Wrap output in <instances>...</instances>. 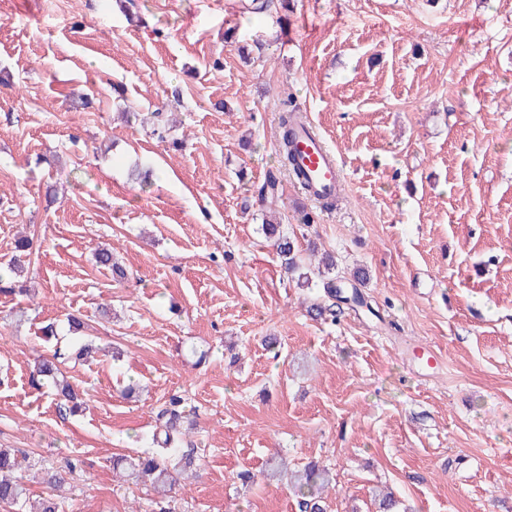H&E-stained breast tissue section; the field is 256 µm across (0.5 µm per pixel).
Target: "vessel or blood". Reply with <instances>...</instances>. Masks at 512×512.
Returning <instances> with one entry per match:
<instances>
[{"label":"vessel or blood","instance_id":"b4317fda","mask_svg":"<svg viewBox=\"0 0 512 512\" xmlns=\"http://www.w3.org/2000/svg\"><path fill=\"white\" fill-rule=\"evenodd\" d=\"M295 148L298 162L313 191L336 192L340 185V167L333 151L319 133L298 131Z\"/></svg>","mask_w":512,"mask_h":512}]
</instances>
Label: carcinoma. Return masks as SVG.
<instances>
[{"mask_svg":"<svg viewBox=\"0 0 512 512\" xmlns=\"http://www.w3.org/2000/svg\"><path fill=\"white\" fill-rule=\"evenodd\" d=\"M298 120L296 108L288 102L284 103L280 116L279 157L281 166L286 168L296 180L302 176V170L296 163L292 150L293 135ZM278 190L279 180L271 172L255 191V203L264 205L268 198L278 193ZM261 231L266 238L274 241L284 271L288 275L303 283L310 282L314 275L321 278L324 298L310 306V314L314 318H329L334 321L345 306L352 309L364 308L368 313L375 314L356 286L359 276L354 275L348 278L337 275L336 263L332 255L323 254L314 265L302 258L294 241L281 230L280 225L263 224ZM32 244L33 240L27 238H20L15 242V254L3 268L4 277L0 278V293L15 291V288L5 285V282L24 272ZM95 261L99 267L110 270L117 281L127 279L126 269L114 261L111 251L107 249L96 251ZM59 364L60 353L57 351L50 357L37 359L33 366L32 382L38 387L50 385L59 410L73 414L80 407L78 394L72 384L64 378ZM185 418L187 414L183 400L171 399L169 406L158 414L161 424L160 430L154 432L151 437L152 452L127 461L120 472L123 481L135 486L148 485L161 495L172 492L175 486L180 484V476L196 465L194 456L178 454V442L184 435L180 424ZM19 470L18 458L0 448V505L14 509V512H60L62 503L52 497H44L38 506L28 507L30 492L22 476L18 475ZM292 479L296 485L302 512H323L319 490L329 483L328 469L311 461L302 470L295 472Z\"/></svg>","mask_w":512,"mask_h":512,"instance_id":"cac0c4a2","label":"carcinoma"}]
</instances>
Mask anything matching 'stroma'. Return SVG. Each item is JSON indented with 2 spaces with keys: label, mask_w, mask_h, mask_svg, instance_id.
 <instances>
[{
  "label": "stroma",
  "mask_w": 512,
  "mask_h": 512,
  "mask_svg": "<svg viewBox=\"0 0 512 512\" xmlns=\"http://www.w3.org/2000/svg\"><path fill=\"white\" fill-rule=\"evenodd\" d=\"M242 2L0 0V262L36 245L30 296L0 294V448L64 512H150L112 459L180 395L200 466L173 512H299L274 456L329 469L325 512L387 492L397 512H512V0ZM287 96L337 156L335 209L285 174L245 205L278 166ZM128 112L177 123L161 138ZM301 206L374 315L310 317L319 280L289 282L257 232L298 231ZM70 313L105 354L64 365L86 401L65 417L30 369L42 327L70 342ZM70 459L51 490L43 467Z\"/></svg>",
  "instance_id": "35a3bbf8"
}]
</instances>
